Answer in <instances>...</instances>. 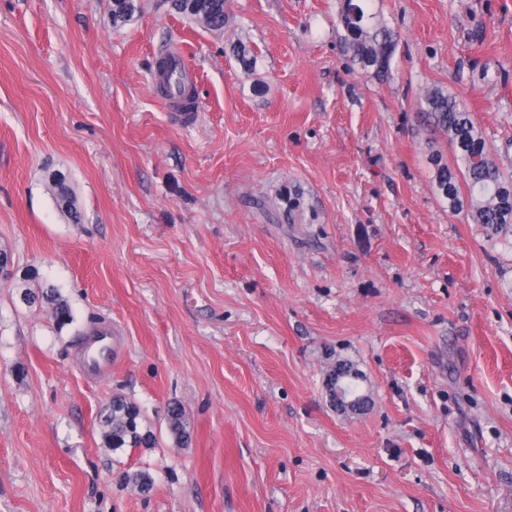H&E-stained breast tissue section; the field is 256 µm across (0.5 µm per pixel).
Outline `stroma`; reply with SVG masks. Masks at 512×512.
Masks as SVG:
<instances>
[{"mask_svg": "<svg viewBox=\"0 0 512 512\" xmlns=\"http://www.w3.org/2000/svg\"><path fill=\"white\" fill-rule=\"evenodd\" d=\"M111 2L0 0V512H512V233L449 210L422 114L457 95L512 175V0H374L383 81L346 69L339 0H227L221 31L168 0L116 26ZM174 45L189 128L152 82ZM45 282L70 324L22 302ZM339 362L364 410L330 401ZM116 395L153 447L105 446ZM172 57L179 59L180 63L176 67L174 75L172 76L171 79V95L166 98L169 104L171 106L177 107L179 111L171 112V115L175 119L176 123L179 125L195 124L198 121V113L196 112V102L194 101L192 103V107H189L192 109V112H180L181 108L177 105V102L180 101L178 88L180 84L183 86L189 83L191 79V71L185 65L184 61L180 57L176 55H172ZM51 190L57 206L68 214L73 224L80 223L79 210L65 177L60 179L52 178ZM112 336L103 332L84 342L79 352V365L88 378L101 377L112 367ZM167 424L170 434L178 443L186 446L190 438L189 422L184 408L176 403L167 410Z\"/></svg>", "mask_w": 512, "mask_h": 512, "instance_id": "35a3bbf8", "label": "stroma"}]
</instances>
